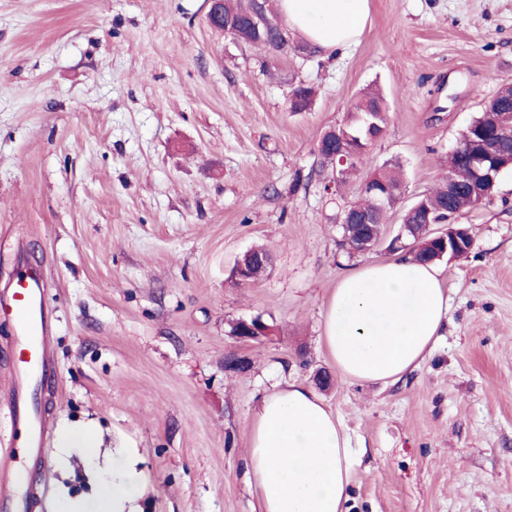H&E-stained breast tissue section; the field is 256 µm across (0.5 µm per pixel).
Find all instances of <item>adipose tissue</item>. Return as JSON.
Instances as JSON below:
<instances>
[{
  "mask_svg": "<svg viewBox=\"0 0 512 512\" xmlns=\"http://www.w3.org/2000/svg\"><path fill=\"white\" fill-rule=\"evenodd\" d=\"M280 16L324 57L363 34L369 0H279ZM445 269L409 257L370 261L343 273L327 304L322 341L344 378L387 383L418 368L448 320ZM244 465L259 512H348L349 438L333 409L302 380L274 385L254 408ZM141 488L120 464L101 475L89 502L57 512H136Z\"/></svg>",
  "mask_w": 512,
  "mask_h": 512,
  "instance_id": "1",
  "label": "adipose tissue"
}]
</instances>
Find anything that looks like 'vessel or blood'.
I'll list each match as a JSON object with an SVG mask.
<instances>
[{
    "instance_id": "obj_1",
    "label": "vessel or blood",
    "mask_w": 512,
    "mask_h": 512,
    "mask_svg": "<svg viewBox=\"0 0 512 512\" xmlns=\"http://www.w3.org/2000/svg\"><path fill=\"white\" fill-rule=\"evenodd\" d=\"M0 314L13 319L17 334L18 359L12 376V387L34 385L42 388L55 377L49 354L52 311L43 287L40 271L28 269L20 275L12 290L0 293ZM23 418L26 422L27 445L40 451L46 437V428L37 403H30ZM14 467L10 460L0 457V512H11L17 501L7 484Z\"/></svg>"
}]
</instances>
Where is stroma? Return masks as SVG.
I'll return each instance as SVG.
<instances>
[{
	"label": "stroma",
	"mask_w": 512,
	"mask_h": 512,
	"mask_svg": "<svg viewBox=\"0 0 512 512\" xmlns=\"http://www.w3.org/2000/svg\"><path fill=\"white\" fill-rule=\"evenodd\" d=\"M207 0H0V290L45 276L55 381L38 396L42 457L5 392L14 323L0 315V456L34 512L89 500L96 466L64 454L79 428L141 476L140 512H257L244 470L258 400L296 377L317 386L350 440V512H512V171L463 213L467 256L446 261L448 322L393 383L334 375L321 343L339 276L389 254L347 256L336 215L397 157L401 215L446 175L485 103L512 84V0H370L344 56H275L206 22ZM303 82L313 108L290 111ZM382 88L389 130L341 195L319 137L359 91ZM273 261L236 284L250 249ZM270 336L242 342L237 320ZM249 368L229 372V355ZM251 252L253 253L252 256H249V253H247L242 257L241 261L235 265L231 272L232 279L236 277L239 281V277L237 276V268L240 263H243L245 265V268L249 273V282L254 281L268 270V268L263 266L262 263L258 260V254H262L264 257L270 260V253L268 252V250L262 247H258L257 250H253ZM235 282L241 285L236 280Z\"/></svg>",
	"instance_id": "35a3bbf8"
}]
</instances>
